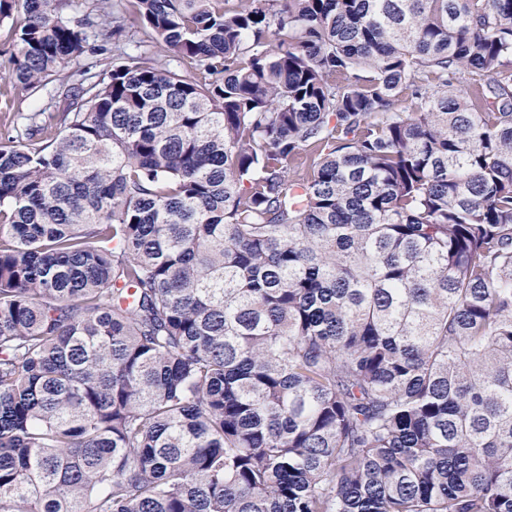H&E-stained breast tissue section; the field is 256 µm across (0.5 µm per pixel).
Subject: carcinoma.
Here are the masks:
<instances>
[{
  "instance_id": "1",
  "label": "carcinoma",
  "mask_w": 512,
  "mask_h": 512,
  "mask_svg": "<svg viewBox=\"0 0 512 512\" xmlns=\"http://www.w3.org/2000/svg\"><path fill=\"white\" fill-rule=\"evenodd\" d=\"M0 0V512H512V0ZM487 84H461L463 72ZM63 103L58 100L51 103L50 98L45 92L38 95H29L18 93L11 88L8 95H0V116L4 112H61Z\"/></svg>"
}]
</instances>
